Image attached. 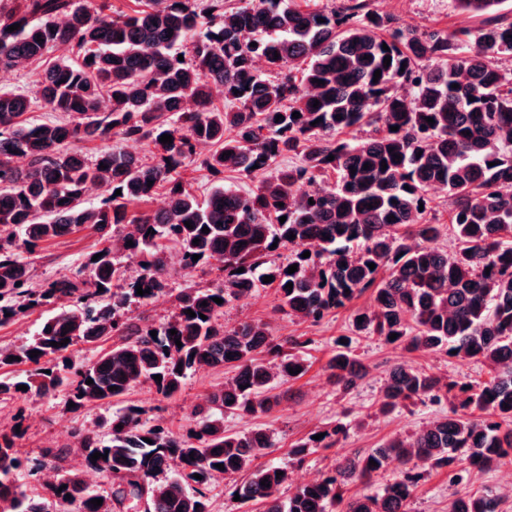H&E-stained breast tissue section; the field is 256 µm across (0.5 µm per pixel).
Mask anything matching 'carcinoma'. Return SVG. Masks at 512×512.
<instances>
[{
    "mask_svg": "<svg viewBox=\"0 0 512 512\" xmlns=\"http://www.w3.org/2000/svg\"><path fill=\"white\" fill-rule=\"evenodd\" d=\"M454 2L477 23L452 32L394 26L365 10L366 0H344L328 11L303 9L295 0H245L237 7L225 0H146V8L119 18L96 0H0V71L55 47L69 52L44 72L36 96L0 92V234L7 239L0 243V324L24 308L57 307L27 344L0 348V369L33 365L0 377V396L44 397L64 386L78 410L120 402L146 385L172 397L203 366L233 371L206 397L185 435L149 426L144 408L126 406L112 416L108 435L77 428L73 445L41 449L53 476L39 492L17 478L23 433L16 426L24 416L14 415L13 425L0 427V512H49L50 502L56 512H129L140 504L145 512H209L208 487L219 475L242 477L233 492L242 504L261 503L263 512H408L418 482L413 470L421 463L447 469L454 482L512 466V70L498 64L512 55V15L502 11L505 0ZM14 24L19 28L7 31ZM216 89L224 97L220 106ZM35 106L62 119L31 124L23 116ZM362 125L374 127L373 135L337 138ZM164 134L171 143L160 142ZM114 137L151 140L157 161L146 164L110 147ZM86 140L103 143L91 161L79 149ZM286 154L300 164L280 167ZM199 155L213 174L232 168L257 184L245 192L217 186L201 201L178 188L180 169ZM329 173L334 184L320 185ZM300 183L308 186L301 193ZM160 186L167 189L166 207L130 218L129 203ZM92 189L100 201L87 204ZM434 189L448 194L449 250L437 245L443 225L425 219ZM83 224L100 233L102 256L84 264L89 288L60 307L79 291L77 282L32 287L18 249L31 252ZM128 225L132 231L120 240L139 256L142 274L122 284L112 238ZM164 241L178 247L184 269L219 259L224 277L208 288L181 290L170 318L146 323L128 312L164 290ZM274 243L291 248L287 262L267 260ZM266 276L276 288L277 313L318 321L369 291L373 306L353 312L355 332L410 353L480 362L490 377L466 389L424 368L393 366L378 413L423 399L448 410L412 436L395 435L333 462L285 499L280 489L291 478L288 466L254 464L273 447L270 433L224 429L228 416L271 413L281 387L308 370L298 355L308 340L276 343L265 323L228 329L219 320L224 308L267 285ZM138 285L150 292L137 294ZM107 336L120 341L63 376L69 368L63 353L75 341ZM33 350L40 355L30 356ZM297 367L300 373L289 372ZM326 368L343 391L367 375L346 343H336ZM323 433L291 454L301 461L312 448H333L347 427L338 421ZM73 452L86 470L102 475L104 488L67 466ZM96 452L107 458L92 460ZM392 460L404 469L381 491L344 499L346 485L369 480ZM93 499L101 506L93 507ZM502 504L492 492H468L448 512H502Z\"/></svg>",
    "mask_w": 512,
    "mask_h": 512,
    "instance_id": "cac0c4a2",
    "label": "carcinoma"
}]
</instances>
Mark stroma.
Wrapping results in <instances>:
<instances>
[{
  "label": "stroma",
  "instance_id": "35a3bbf8",
  "mask_svg": "<svg viewBox=\"0 0 512 512\" xmlns=\"http://www.w3.org/2000/svg\"><path fill=\"white\" fill-rule=\"evenodd\" d=\"M367 4L370 12L422 30L451 31L468 23L467 17L455 9L452 0H367ZM60 56V51L53 49L40 62L0 72V90L33 94L44 70ZM181 176L185 187L200 197L207 196L219 178L225 185L243 191L255 185L254 179L231 170L224 171L222 177H215L196 163L186 164ZM100 247L99 233L92 225L85 224L68 235L40 242L34 252L23 253L22 258L32 266L36 283L43 284L64 277L78 278L89 255ZM166 254L169 261L167 288L154 298L131 306L133 315L150 323L162 322L174 312L175 296L181 289L206 288L222 276L221 268L215 262L189 272L182 270L175 245H168ZM371 301V293H364L354 300L352 308L369 306ZM276 303L275 288L267 286L258 289L248 300L224 308L221 319L228 327L243 320L266 323L278 342L290 336L310 338L311 343L304 354L309 368L302 377L288 382L287 397L272 413L229 417L224 425L232 431L263 428L272 432L274 446L266 450L259 462L289 465L293 485L303 484L305 476H320L335 458L379 447L398 433L414 432L439 413V406L425 401L398 407L386 415L377 414L380 389L394 365L422 366L463 382L473 383L488 377L487 368L473 361L442 353L422 356L386 344L376 336L354 335L352 308L336 310L322 321L313 323L274 314ZM340 337L350 338L351 350L368 369L367 376L346 392L337 390L329 382L326 370L335 341ZM231 376L232 372L227 368L203 367L187 377L174 397H163L145 387L135 389L129 399L145 408L148 424L159 423L183 434L193 426L197 408L207 395L222 387ZM66 400L67 393L63 390L49 397L0 400V423H9L14 413L23 412L25 433L18 446L22 453L32 457L37 456L41 448L69 443L71 432L81 425L107 433L113 407L93 405L74 411ZM339 420L351 422L352 427L336 447L314 448L303 463L291 462L290 448L312 432L333 426ZM511 472L505 466L486 473L475 472L464 484L454 485L448 480L447 470L424 466L423 477L411 503L412 512H448V503L456 495L477 489L504 492L507 475Z\"/></svg>",
  "mask_w": 512,
  "mask_h": 512
}]
</instances>
